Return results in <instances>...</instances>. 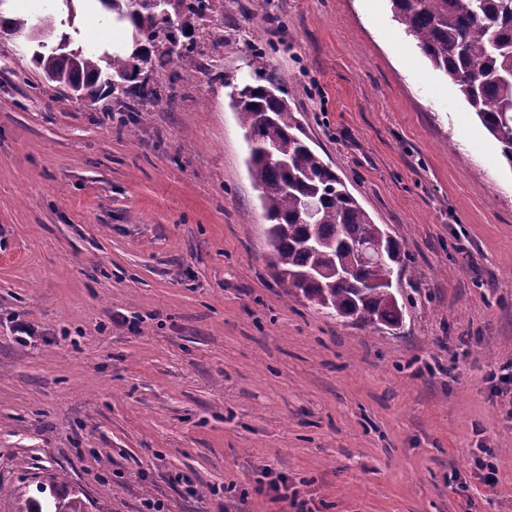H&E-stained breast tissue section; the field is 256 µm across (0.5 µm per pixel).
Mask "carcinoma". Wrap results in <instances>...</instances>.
I'll list each match as a JSON object with an SVG mask.
<instances>
[{
  "label": "carcinoma",
  "instance_id": "carcinoma-1",
  "mask_svg": "<svg viewBox=\"0 0 512 512\" xmlns=\"http://www.w3.org/2000/svg\"><path fill=\"white\" fill-rule=\"evenodd\" d=\"M105 18L131 23L133 38L146 62L163 68L192 57L196 41L187 18H202L211 0H95ZM394 20L403 26L433 67L457 86L483 128L501 148L512 168V0H390ZM58 15L36 18L5 16L0 32L7 36L55 33ZM64 32L55 46L41 45L32 63L45 80L69 90L91 107L102 90L123 93L136 103L165 104L159 90L145 83L133 88L134 56L100 54L70 48ZM248 145V170L259 191L271 247L269 267L288 296L340 317L378 327L397 326L402 308L392 291L401 246L370 215L346 183L303 138V132L281 86L244 83L229 93ZM278 161L271 162L268 152ZM316 199L315 224L305 222L301 204ZM370 246L366 259L355 248ZM348 267L353 278L336 283V268ZM53 512H85L77 496L55 494Z\"/></svg>",
  "mask_w": 512,
  "mask_h": 512
}]
</instances>
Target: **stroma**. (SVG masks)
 Segmentation results:
<instances>
[{"mask_svg":"<svg viewBox=\"0 0 512 512\" xmlns=\"http://www.w3.org/2000/svg\"><path fill=\"white\" fill-rule=\"evenodd\" d=\"M213 24L223 45L195 20V61L151 72L167 103L134 123L45 86L37 42L0 34V512L51 489L85 512H512L498 143L389 0H217ZM73 26L77 47L130 38L83 0ZM258 76L404 247L399 327L273 278L228 97Z\"/></svg>","mask_w":512,"mask_h":512,"instance_id":"1","label":"stroma"}]
</instances>
